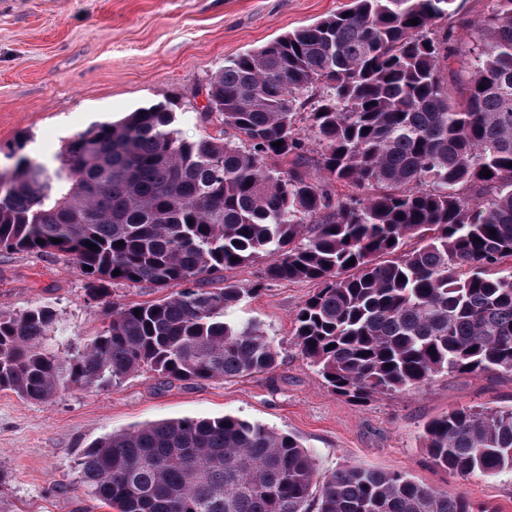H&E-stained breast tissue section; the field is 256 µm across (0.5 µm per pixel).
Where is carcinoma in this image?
I'll return each mask as SVG.
<instances>
[{
    "mask_svg": "<svg viewBox=\"0 0 512 512\" xmlns=\"http://www.w3.org/2000/svg\"><path fill=\"white\" fill-rule=\"evenodd\" d=\"M456 2L351 0L229 60L199 112L219 118L217 136L180 138L166 100L90 125L52 167L17 156L15 140L0 249L71 257L93 300L119 284L168 294L112 306L102 331L63 352L51 307L0 308V389L44 403L147 370L169 382L267 373L272 342L224 311L274 281L316 285L294 344L350 402L440 375H512V0L480 21L459 71L444 24ZM316 86L326 94L302 99ZM305 105L316 159L294 127ZM262 259L249 288L205 287ZM423 445L463 480L512 475V407L453 409L425 424ZM79 469L118 512H497L401 472L322 477L295 436L228 415L114 432Z\"/></svg>",
    "mask_w": 512,
    "mask_h": 512,
    "instance_id": "obj_1",
    "label": "carcinoma"
}]
</instances>
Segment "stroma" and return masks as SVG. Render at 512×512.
Listing matches in <instances>:
<instances>
[{
  "label": "stroma",
  "instance_id": "1",
  "mask_svg": "<svg viewBox=\"0 0 512 512\" xmlns=\"http://www.w3.org/2000/svg\"><path fill=\"white\" fill-rule=\"evenodd\" d=\"M350 0H0V149L26 136L29 157L53 161L92 123L178 99L174 127L193 140L218 134L201 123V93L225 62L346 8ZM449 24L463 47L495 0H457ZM310 282H269L226 319L257 323L279 356L268 373L228 380L166 382L145 371L117 388L60 392L43 404L0 391V512H112L79 480L83 453L101 437L147 422L234 416L294 435L321 474L346 466L399 471L474 506L512 512V476L461 479L423 448L424 425L466 406L511 407L512 376H440L424 389L354 405L336 395L293 342ZM149 284L86 297L78 266L62 255L0 251V307L51 306L70 341L103 329L107 302H150Z\"/></svg>",
  "mask_w": 512,
  "mask_h": 512
}]
</instances>
